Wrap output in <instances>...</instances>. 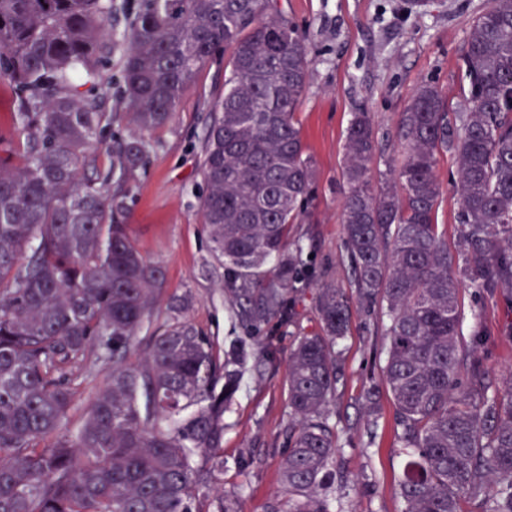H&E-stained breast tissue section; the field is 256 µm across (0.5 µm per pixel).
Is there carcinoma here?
Listing matches in <instances>:
<instances>
[{
	"label": "carcinoma",
	"instance_id": "obj_1",
	"mask_svg": "<svg viewBox=\"0 0 512 512\" xmlns=\"http://www.w3.org/2000/svg\"><path fill=\"white\" fill-rule=\"evenodd\" d=\"M114 0H0V79L13 87L15 147L0 153V512H240L224 494V414L247 363L278 365L288 349L284 498L266 512H333L320 494L336 460L329 406L336 344L351 299L386 317L380 387L408 449L403 512H512V372L495 382L461 337V290L512 309V0H491L471 25L460 68L464 112L419 85L401 114L402 159L371 189L380 136L353 115L341 224L355 296L304 258L291 236L316 180L296 113L306 91L307 39L272 0H142L116 41ZM122 52V98L98 90ZM224 61L210 108L201 176L209 252L221 296L243 338L224 348L186 316L192 295L165 296L164 268L129 235L127 199L149 139L209 62ZM112 158L98 165L100 151ZM456 159L458 253L437 209L438 154ZM315 287V328L298 306ZM165 306L166 316L159 315ZM105 361L112 374L73 436L81 381ZM108 75L112 74V99L109 98L106 101L107 109L110 111L117 112H126L127 106L124 103L121 93L120 87L122 85V74H121V66H120V51L116 50L112 55V71L108 72Z\"/></svg>",
	"mask_w": 512,
	"mask_h": 512
}]
</instances>
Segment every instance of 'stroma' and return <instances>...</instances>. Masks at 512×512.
I'll return each instance as SVG.
<instances>
[{
    "label": "stroma",
    "mask_w": 512,
    "mask_h": 512,
    "mask_svg": "<svg viewBox=\"0 0 512 512\" xmlns=\"http://www.w3.org/2000/svg\"><path fill=\"white\" fill-rule=\"evenodd\" d=\"M308 37L307 90L296 114L317 180L310 211L312 223L298 224L295 235L310 236L312 252L327 265L338 287H349L352 271L340 222L346 184L344 141L352 114L370 112L376 128L390 142L372 164V186L381 188L390 158L398 156L395 138L401 113L424 82L439 87L450 111L465 108L458 62L469 27L489 0H425L413 13L402 0H275ZM224 92V69L206 66L199 82L176 107L173 120L155 131L149 163L127 200L129 231L141 253L166 269L170 294L194 297L188 318L225 338L234 333L218 293L220 274L209 265L208 236L200 212L203 181L199 172L208 109ZM456 170L453 154L438 158L437 174L445 189L437 210L439 230L456 252V195L448 181ZM464 304L478 310L465 314L464 341L475 342L494 379L512 369V310L502 298L474 299L463 288ZM381 313L352 304L350 333L339 342L341 378L329 422L336 430L338 453L327 490L335 512H402L400 482L407 458L394 432V406L382 395L377 425L367 430L362 391L380 374L386 354ZM286 362L263 376L245 373L234 404L225 415L226 492H238L244 512H264L280 490L278 467L290 421ZM252 453L248 469L235 458Z\"/></svg>",
    "instance_id": "obj_1"
}]
</instances>
